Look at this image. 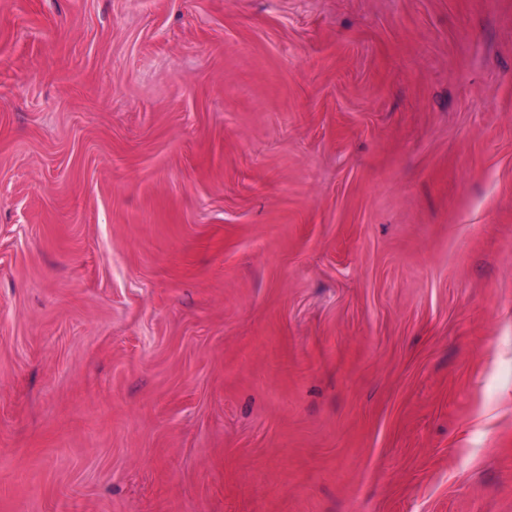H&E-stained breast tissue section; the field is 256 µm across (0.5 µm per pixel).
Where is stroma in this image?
<instances>
[{
  "label": "stroma",
  "instance_id": "1",
  "mask_svg": "<svg viewBox=\"0 0 512 512\" xmlns=\"http://www.w3.org/2000/svg\"><path fill=\"white\" fill-rule=\"evenodd\" d=\"M0 512H512V0H0Z\"/></svg>",
  "mask_w": 512,
  "mask_h": 512
}]
</instances>
